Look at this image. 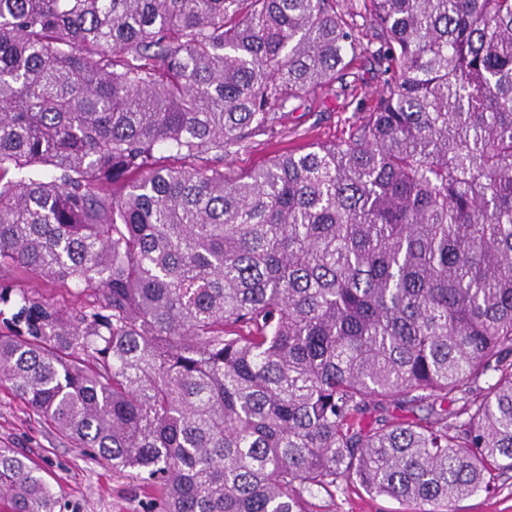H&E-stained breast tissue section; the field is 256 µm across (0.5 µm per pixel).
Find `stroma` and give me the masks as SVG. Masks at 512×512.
<instances>
[{
    "instance_id": "stroma-1",
    "label": "stroma",
    "mask_w": 512,
    "mask_h": 512,
    "mask_svg": "<svg viewBox=\"0 0 512 512\" xmlns=\"http://www.w3.org/2000/svg\"><path fill=\"white\" fill-rule=\"evenodd\" d=\"M385 76L369 53L353 58L338 82L348 95L318 91L307 96L297 110L285 113L282 133L275 138L256 137L246 147L224 159L233 174L245 173L273 155L303 151L313 143L345 139L384 87ZM0 280L23 288L51 304L84 307L88 297L81 287L62 288L34 275L0 272ZM0 448H13L49 468L67 505L65 512H156L157 495L147 490L132 472L91 457L77 445L61 440L6 389L0 387ZM309 512H417L415 505L389 497H372L358 485L340 482L336 492H316L307 497ZM456 512H512V471L497 474L489 490L465 498Z\"/></svg>"
}]
</instances>
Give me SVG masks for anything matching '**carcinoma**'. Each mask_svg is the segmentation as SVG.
Masks as SVG:
<instances>
[{
	"mask_svg": "<svg viewBox=\"0 0 512 512\" xmlns=\"http://www.w3.org/2000/svg\"><path fill=\"white\" fill-rule=\"evenodd\" d=\"M359 17L365 119L225 173ZM1 267L99 296L0 286V385L161 512H455L512 471V0H0ZM0 500L62 512L10 448ZM309 512H418L417 506L389 497H372L357 484L342 481L332 495L324 491L305 495Z\"/></svg>",
	"mask_w": 512,
	"mask_h": 512,
	"instance_id": "obj_1",
	"label": "carcinoma"
}]
</instances>
